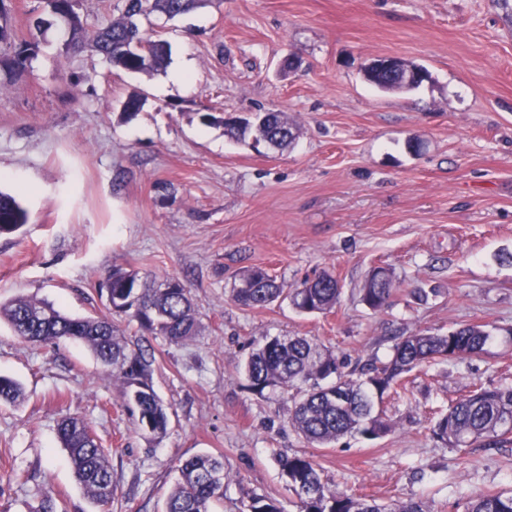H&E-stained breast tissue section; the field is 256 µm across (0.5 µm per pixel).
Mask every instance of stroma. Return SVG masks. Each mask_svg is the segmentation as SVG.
<instances>
[{"instance_id": "35a3bbf8", "label": "stroma", "mask_w": 512, "mask_h": 512, "mask_svg": "<svg viewBox=\"0 0 512 512\" xmlns=\"http://www.w3.org/2000/svg\"><path fill=\"white\" fill-rule=\"evenodd\" d=\"M6 7L0 190L28 222L0 236V304L24 295L99 315L98 284L121 266L183 280L202 328L175 345L121 324L130 347L154 355L169 408L166 435L150 443L85 347L27 344L0 320V375L24 389L19 403L0 402V512L42 498L99 512L58 440L65 416L89 422L107 452L112 512H164L179 466L202 452L224 457L223 512H248L255 495L299 512L277 462L294 453L338 492L413 499L425 512L512 489V435L452 447L428 415L476 386L512 387V21L496 0H203L171 20L139 18L143 38L170 54L137 73L90 47L66 52L45 0ZM23 41L37 48L15 70ZM379 57L430 78L380 91L363 78ZM186 61L189 76L176 80ZM225 112L285 113L297 137L281 150L230 139L203 120ZM257 266L288 289L333 274L341 296L325 314L286 301L241 307L232 290ZM376 266L393 279L381 312L361 301ZM464 324L489 332L483 351L412 372L407 397L383 405L390 432L374 441L313 447L289 423L292 396L256 393L240 370L258 343L300 335L356 379L389 359L395 337Z\"/></svg>"}]
</instances>
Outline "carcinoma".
<instances>
[{"instance_id":"1","label":"carcinoma","mask_w":512,"mask_h":512,"mask_svg":"<svg viewBox=\"0 0 512 512\" xmlns=\"http://www.w3.org/2000/svg\"><path fill=\"white\" fill-rule=\"evenodd\" d=\"M197 0H125L123 15L108 22L93 35L86 32L79 14L70 16L72 50L86 41L113 66L129 72L159 67L169 56L163 40L147 41L148 51L128 55L124 46L140 38L138 19L152 12L172 18L189 11ZM34 53V45L21 43L9 60L14 69L25 68ZM368 82L381 91L411 90L405 71L390 77L376 70L364 72ZM211 123L224 124V134L240 139L255 133L254 141L273 148L290 144L295 128L282 112L257 116L261 125L226 124L224 119L206 115ZM27 223V212L10 194L0 192V235L16 232ZM392 278L384 267L374 268L361 288V301L371 310L384 309L391 296ZM106 298L107 313L97 317L71 318L54 305L30 297H18L0 305L5 319L17 336L31 344L66 339L86 346L99 364L120 382L123 405L135 417L138 429L151 425L149 440L163 437L169 424V412L152 383V359L141 349H132L123 340L119 318L135 320L151 334L161 335L178 344L196 335L197 319L190 290L178 278L165 276L145 279L134 270L116 266L99 288ZM341 294L339 281L322 273L289 290L260 267L246 271L233 288V301L245 308H265L286 296L302 314H320L335 307ZM490 334L480 325H464L446 336L415 333L401 336L392 347L389 360L372 362L362 369V377L353 380L341 371V362L332 352L306 336L272 337L249 354L244 371L250 389L261 393L267 388L288 390L300 384L309 390L291 410L292 427L315 447H329L348 434L366 440L386 435L390 426L376 398L390 392L405 394V376L432 361L464 358L481 353ZM21 392L17 382L0 377V401L13 402ZM512 419V388L478 387L448 407L440 416L433 433L439 439L461 445L465 441L499 439L500 422ZM62 447L66 448L76 476L100 512H112L115 487L105 449L97 441L89 423L66 417L58 424ZM279 466L288 488L300 504V512H422L412 500L396 504L374 498L350 497L336 492L322 479V469L309 456L293 454L280 457ZM224 458L210 453L185 460L166 500L165 512H217L224 502ZM463 512H512V492H486L466 501ZM249 512H281L276 500L266 496L251 498Z\"/></svg>"}]
</instances>
